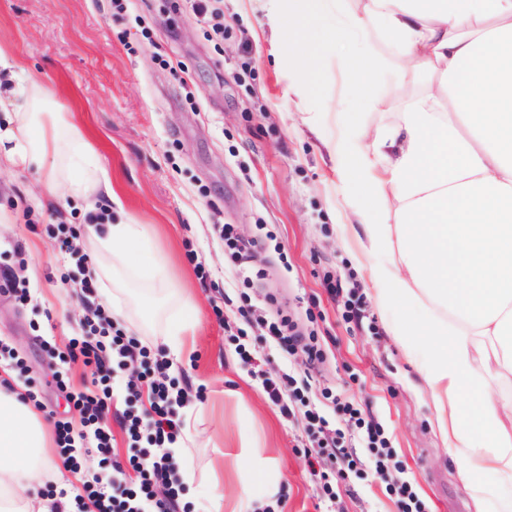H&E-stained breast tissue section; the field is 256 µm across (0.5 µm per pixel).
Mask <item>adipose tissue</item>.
<instances>
[{
    "label": "adipose tissue",
    "mask_w": 512,
    "mask_h": 512,
    "mask_svg": "<svg viewBox=\"0 0 512 512\" xmlns=\"http://www.w3.org/2000/svg\"><path fill=\"white\" fill-rule=\"evenodd\" d=\"M271 34L306 54L328 51L365 91L375 71L393 72L399 88L428 76L430 90L405 98L397 121L366 137L359 114L343 120L331 166L343 208L364 233L374 262L369 281L381 309L414 306L426 321L401 316L390 335L414 354L436 409L442 439L460 463L475 502L493 498L512 512V398L497 382L512 376V0H264ZM387 38L393 57L364 41ZM0 49V78L13 82L10 143L0 164L48 166V193L81 199L112 192L97 152L72 115L50 111L39 81L16 78ZM147 234L134 217L110 225L98 265L146 286L163 283L160 263L130 252ZM164 343L172 355L194 334L196 306L179 294ZM425 344L424 358L415 355ZM239 502L256 484L277 486L274 460L236 455ZM55 465L48 429L0 381V501L8 512H50L32 489ZM495 472L497 485L482 481Z\"/></svg>",
    "instance_id": "ef3b65f1"
}]
</instances>
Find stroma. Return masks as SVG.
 Returning a JSON list of instances; mask_svg holds the SVG:
<instances>
[{
	"mask_svg": "<svg viewBox=\"0 0 512 512\" xmlns=\"http://www.w3.org/2000/svg\"><path fill=\"white\" fill-rule=\"evenodd\" d=\"M223 9L227 32L218 41L176 0H130L120 20L112 0H0V46L48 86L52 111L74 114L109 171L122 205L102 196L99 208L111 221L128 212L146 224L147 236L132 254L161 259L170 286L191 291L201 310L188 355L169 370L186 392L179 414L192 433L175 451L178 466L192 465L200 477L223 467L224 509L233 512L237 464L222 452L248 442L283 473L277 488L256 486L251 512H319V484L300 451L304 409L283 417L262 385L285 369L308 381L313 401L329 391L380 422L397 453L390 477L410 480L429 512H497L492 498L475 506L459 480L424 382L386 330L391 314L377 307L367 283L360 226L336 231L344 219L341 183L288 93L289 47L272 39L260 0H223ZM312 102L363 113L371 132L397 117L372 106L324 62ZM44 179V171L26 164L0 168V272L20 271L34 295L21 305L0 293V337L24 362L13 384L28 379L39 391L40 417L76 425L79 413L56 375L78 388L89 371L79 360L60 364L43 345L65 350L90 301L73 293L68 279L77 270L45 227L85 223L88 211L53 201ZM219 224L234 225L245 240L269 238L263 275L248 290L235 283ZM17 243L25 249L21 261L12 254ZM201 266L208 282L197 274ZM328 273L343 288L334 299L324 286ZM124 288L137 337L159 348L176 302L159 292L144 297L131 279ZM243 292L266 314L290 317L302 331L316 329L323 362L312 366L303 352L271 346L265 329L240 316ZM352 292L362 303L358 324L342 318ZM242 345L249 359L240 356ZM332 512H396V506L385 479L368 469L339 481Z\"/></svg>",
	"mask_w": 512,
	"mask_h": 512,
	"instance_id": "35a3bbf8",
	"label": "stroma"
}]
</instances>
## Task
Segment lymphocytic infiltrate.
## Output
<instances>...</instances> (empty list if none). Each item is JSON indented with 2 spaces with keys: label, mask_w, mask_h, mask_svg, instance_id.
Listing matches in <instances>:
<instances>
[{
  "label": "lymphocytic infiltrate",
  "mask_w": 512,
  "mask_h": 512,
  "mask_svg": "<svg viewBox=\"0 0 512 512\" xmlns=\"http://www.w3.org/2000/svg\"><path fill=\"white\" fill-rule=\"evenodd\" d=\"M216 230L224 243V251L243 279L261 273V243L243 240L233 225L220 224ZM238 311L246 322L265 328L271 340L285 352L302 350L310 363L323 359V349L316 335L287 333L286 318L267 319L261 309L243 297ZM72 360H82L90 370V384L83 390L70 392L69 398L81 413V430L71 422L56 421L59 455L71 472H79L78 447H93L108 453L112 435L105 423L114 394L113 371L130 362L140 363L142 371L124 385L127 407L122 425L129 437L130 455L127 464H114L111 472L98 474L83 482L81 494L75 495L77 512H191L190 504L182 503V483L170 450L178 441L183 421L176 412L183 406L185 392L170 377V364L163 352L152 351L135 336L129 335L113 321L110 310L102 304H91L81 324L78 337L67 348ZM337 415L360 429V439L368 456L360 458L356 450L343 443L344 432L332 428L330 420L316 405H307L304 412L307 441L303 453L311 465H319L323 455L333 456L339 474L358 472L362 463H369L376 474L387 471L395 450L384 427L364 420L352 402L333 398Z\"/></svg>",
  "instance_id": "1"
}]
</instances>
